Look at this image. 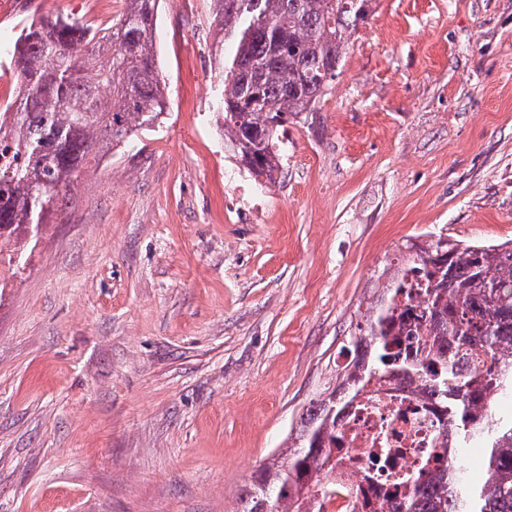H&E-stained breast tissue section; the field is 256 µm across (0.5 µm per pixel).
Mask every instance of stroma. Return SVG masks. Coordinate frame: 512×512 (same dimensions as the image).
I'll return each mask as SVG.
<instances>
[{"mask_svg":"<svg viewBox=\"0 0 512 512\" xmlns=\"http://www.w3.org/2000/svg\"><path fill=\"white\" fill-rule=\"evenodd\" d=\"M0 16L96 25L124 0ZM213 0H161L158 125L0 264V512H243L403 243L512 240V0H372L274 180L224 145Z\"/></svg>","mask_w":512,"mask_h":512,"instance_id":"obj_1","label":"stroma"}]
</instances>
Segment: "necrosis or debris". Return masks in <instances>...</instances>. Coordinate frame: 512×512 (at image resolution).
Listing matches in <instances>:
<instances>
[{
  "label": "necrosis or debris",
  "instance_id": "1",
  "mask_svg": "<svg viewBox=\"0 0 512 512\" xmlns=\"http://www.w3.org/2000/svg\"><path fill=\"white\" fill-rule=\"evenodd\" d=\"M446 417L416 385L369 388L336 427L335 475L323 512H386L409 495L413 478L446 456Z\"/></svg>",
  "mask_w": 512,
  "mask_h": 512
}]
</instances>
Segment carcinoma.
Here are the masks:
<instances>
[{"instance_id": "cac0c4a2", "label": "carcinoma", "mask_w": 512, "mask_h": 512, "mask_svg": "<svg viewBox=\"0 0 512 512\" xmlns=\"http://www.w3.org/2000/svg\"><path fill=\"white\" fill-rule=\"evenodd\" d=\"M224 41V140L257 176L274 180L279 128L310 112L336 78L348 41L372 0H214ZM159 0H126L118 22L93 28L56 18L30 21L9 64L22 91L0 111V253L39 229L66 200L87 160L152 128L166 100L151 31ZM419 298H399L385 268L366 327L349 336L350 362L336 388L301 416L293 444L262 463L244 512H296L310 485L332 469L336 423L366 388L413 380L438 397L458 447L477 436L489 454L478 480L448 471L418 476L391 512H512V418L488 417L489 395L512 390V241L461 244L443 238L415 251ZM414 325L420 358L395 362L391 348Z\"/></svg>"}]
</instances>
